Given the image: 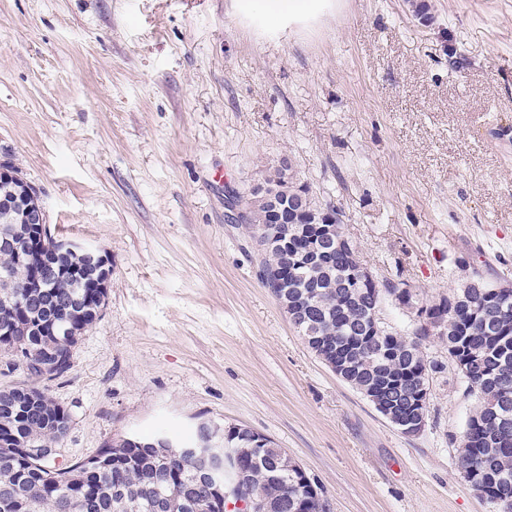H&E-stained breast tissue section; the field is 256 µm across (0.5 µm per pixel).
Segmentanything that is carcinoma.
Here are the masks:
<instances>
[{"mask_svg":"<svg viewBox=\"0 0 512 512\" xmlns=\"http://www.w3.org/2000/svg\"><path fill=\"white\" fill-rule=\"evenodd\" d=\"M240 202L242 223L252 230L258 245L260 267L276 272L288 287V300L307 310L297 327L309 339L317 356L329 347L340 378L366 398H390L397 402V418L416 416L414 393L430 385L429 375L441 366L428 359L424 343L428 336L415 323L397 331L384 323L369 334L370 306L386 299L406 306L409 297L419 302L411 288L400 290L385 280L379 288H346L350 269L340 252L332 262L302 258L317 235L314 223L335 218L336 239L344 237L339 211L317 201L310 187L298 181L290 167L282 165L274 174L253 186L246 195L234 194L229 203ZM288 231L298 257L289 250L267 245L275 231ZM98 254L73 258L72 271L53 276L46 288L29 295L19 288L16 297L0 300V353L12 354L13 346L29 343L36 356L59 358L67 364L79 334L93 320L65 308L74 297L84 305L103 307L104 297L81 274V267ZM10 270L24 279L16 255L0 248V270ZM475 288L460 285L452 292L466 296L470 304L452 307L451 297L424 307L448 317V359L459 380L478 404L468 417L460 448L464 481L492 508L512 512V289L491 292L492 284L478 277ZM492 309L486 322L473 318ZM70 421L68 412L36 386L23 385L0 390V512H146L166 495L181 492L196 499L179 512H213L204 477L175 455L173 448H140L121 437L99 452L72 466L58 469L27 452L58 439ZM251 429L232 427L225 431L227 447L233 449L238 470L269 502L271 512H308L300 475L288 466L286 454L270 446L262 451L250 447Z\"/></svg>","mask_w":512,"mask_h":512,"instance_id":"carcinoma-1","label":"carcinoma"}]
</instances>
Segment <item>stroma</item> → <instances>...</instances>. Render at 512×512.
I'll list each match as a JSON object with an SVG mask.
<instances>
[{"mask_svg":"<svg viewBox=\"0 0 512 512\" xmlns=\"http://www.w3.org/2000/svg\"><path fill=\"white\" fill-rule=\"evenodd\" d=\"M265 7L0 0V161L112 269L46 384L70 415L59 462L206 420L265 434L330 512H490L462 478L476 398L447 341L425 343L443 368L404 435L291 325L225 190L285 159L377 281L435 302L512 280V0H345L309 28Z\"/></svg>","mask_w":512,"mask_h":512,"instance_id":"stroma-1","label":"stroma"}]
</instances>
